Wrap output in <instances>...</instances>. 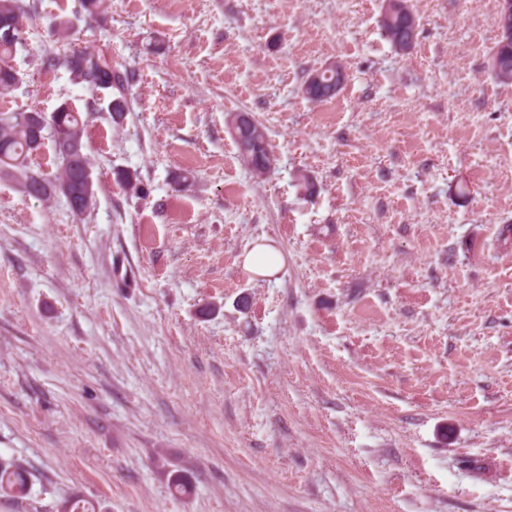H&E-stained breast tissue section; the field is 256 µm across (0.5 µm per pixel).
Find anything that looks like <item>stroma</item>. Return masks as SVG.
<instances>
[{"label": "stroma", "instance_id": "35a3bbf8", "mask_svg": "<svg viewBox=\"0 0 512 512\" xmlns=\"http://www.w3.org/2000/svg\"><path fill=\"white\" fill-rule=\"evenodd\" d=\"M35 3L0 112L82 110L94 205L0 179V457L30 474L0 512L75 493L98 512H512L499 0H409L407 53L384 0H110L98 23ZM59 20L129 71L122 126L45 65ZM331 63L345 86L308 101ZM239 111L267 129L264 176L237 158ZM262 244L283 257L265 277L243 266ZM396 1H399L404 5V14H400L399 12L396 11L387 14L384 19L380 20L381 28L384 31L385 36L389 39V41L397 50L407 52L411 50L414 46L413 43H410L408 41L409 28L410 26H414L418 19L415 12L407 4V0ZM406 9H408L411 12L410 15L407 12H405L407 11ZM407 23H409V25H407Z\"/></svg>", "mask_w": 512, "mask_h": 512}]
</instances>
